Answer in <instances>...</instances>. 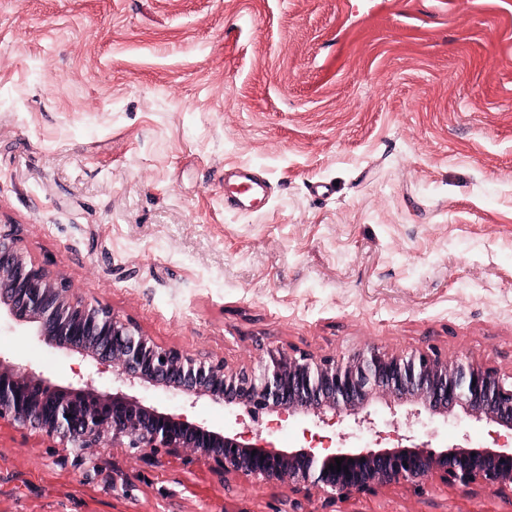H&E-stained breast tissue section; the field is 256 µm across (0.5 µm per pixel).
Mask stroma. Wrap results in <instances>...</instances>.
I'll return each mask as SVG.
<instances>
[{
  "mask_svg": "<svg viewBox=\"0 0 512 512\" xmlns=\"http://www.w3.org/2000/svg\"><path fill=\"white\" fill-rule=\"evenodd\" d=\"M271 184L224 205V171ZM332 185L327 195L312 193ZM0 224L27 259L156 344L227 366L267 348H436L512 375V0H0ZM0 353L53 382L111 374L0 320ZM135 396L279 449L493 445L463 411L371 396L370 420L255 417L151 386ZM0 425V512H278L315 491L146 466L108 448L125 498ZM332 512H512L433 473ZM224 182L237 186L236 192L224 196V202L234 210L255 212L268 200L269 182L260 170L247 167L228 169L224 172Z\"/></svg>",
  "mask_w": 512,
  "mask_h": 512,
  "instance_id": "stroma-1",
  "label": "stroma"
}]
</instances>
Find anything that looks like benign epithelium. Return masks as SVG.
<instances>
[{
    "mask_svg": "<svg viewBox=\"0 0 512 512\" xmlns=\"http://www.w3.org/2000/svg\"><path fill=\"white\" fill-rule=\"evenodd\" d=\"M2 313L46 346L92 360L119 383L111 391L82 378L58 385L0 354V422L58 441L55 462L70 464L85 481L101 483L114 495H131L133 485L101 464L104 448L140 449L141 460L157 468L204 462L223 476L286 481L296 490H317L326 502L392 483L422 489L434 472L494 493L512 490V380L467 359L450 363L435 349L393 355L374 344L342 358L272 348L256 368H229L222 360L162 347L108 307L79 300L65 281L27 260L10 224L0 225ZM142 383L251 413L273 410L285 417L303 409L319 416L329 409L354 415L359 424L369 420L360 416L368 394L381 389L395 402L416 398L429 414L460 407L477 421L497 425L501 445L320 448L312 436L288 452L252 443L230 427L162 411L123 391ZM337 458L348 471L328 469Z\"/></svg>",
    "mask_w": 512,
    "mask_h": 512,
    "instance_id": "1",
    "label": "benign epithelium"
}]
</instances>
